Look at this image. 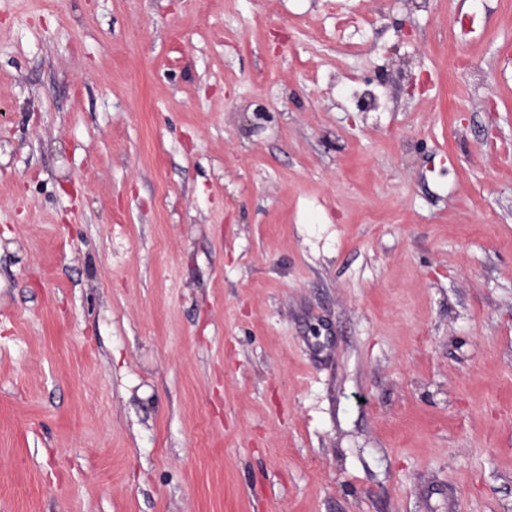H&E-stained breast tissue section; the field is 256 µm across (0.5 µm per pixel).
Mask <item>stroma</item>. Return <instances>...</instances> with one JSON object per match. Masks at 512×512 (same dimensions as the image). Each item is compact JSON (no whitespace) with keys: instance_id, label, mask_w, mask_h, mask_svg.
<instances>
[{"instance_id":"stroma-1","label":"stroma","mask_w":512,"mask_h":512,"mask_svg":"<svg viewBox=\"0 0 512 512\" xmlns=\"http://www.w3.org/2000/svg\"><path fill=\"white\" fill-rule=\"evenodd\" d=\"M0 512H512V0H0Z\"/></svg>"}]
</instances>
